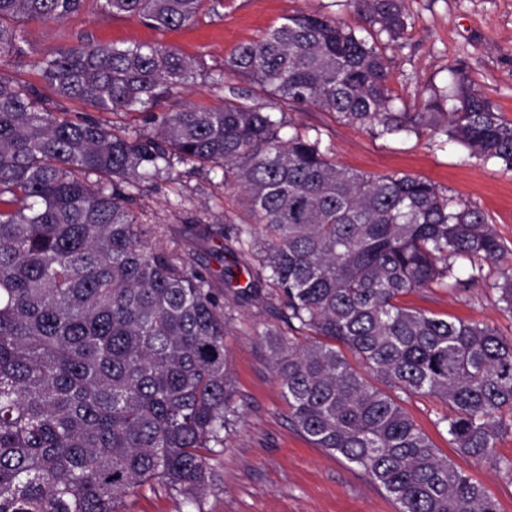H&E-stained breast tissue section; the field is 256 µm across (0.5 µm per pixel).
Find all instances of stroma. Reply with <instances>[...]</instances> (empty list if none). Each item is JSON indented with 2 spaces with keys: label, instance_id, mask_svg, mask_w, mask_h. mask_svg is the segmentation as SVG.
<instances>
[{
  "label": "stroma",
  "instance_id": "obj_1",
  "mask_svg": "<svg viewBox=\"0 0 512 512\" xmlns=\"http://www.w3.org/2000/svg\"><path fill=\"white\" fill-rule=\"evenodd\" d=\"M404 6L410 25L398 45L387 51L396 106L420 111L425 97L449 87L458 71L484 93L495 111L512 120V0H404ZM296 11L358 24L342 0H221L194 24L166 31L89 8L59 22L23 23L21 45L28 55L38 57L54 48L86 43H163L191 61L197 77L162 100L158 111L183 104L215 111L223 108L225 98L246 87L225 73V59ZM217 75L223 78L218 85L213 82ZM288 116L302 132L320 139L322 150L341 167L420 176L454 201L483 211L504 246L500 260L484 262L483 282L458 290L433 285L407 294L402 302L512 336V314L503 311L492 288L504 270L512 269V172L470 159L458 144L427 131L378 137L314 107L289 110ZM140 204L147 240L159 238L182 256L207 258L214 274L229 270L235 284L247 285L232 231L249 217L239 191L224 189L220 177L184 166L176 180L145 190ZM197 220L211 225L210 237L196 235ZM277 324L265 301H244L225 291L224 342L239 418L210 461L215 478L191 504L162 486L143 487L128 499L125 512H396L366 474L343 457L315 447L293 425L262 338L266 328ZM404 408L441 454L485 488L499 512H512V479L497 470L495 461L477 462L457 454L446 431L436 424L447 411L441 400L413 396Z\"/></svg>",
  "mask_w": 512,
  "mask_h": 512
}]
</instances>
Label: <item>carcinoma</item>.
Listing matches in <instances>:
<instances>
[{"instance_id":"obj_1","label":"carcinoma","mask_w":512,"mask_h":512,"mask_svg":"<svg viewBox=\"0 0 512 512\" xmlns=\"http://www.w3.org/2000/svg\"><path fill=\"white\" fill-rule=\"evenodd\" d=\"M93 2L162 30L194 23L206 0ZM346 2L357 30L295 12L240 45L224 70L250 91L224 109L156 113L196 78L175 49L98 42L32 59L18 26L87 0H0V512H123L155 483L192 502L213 481L209 460L239 416L222 302L234 275L219 287L209 268L144 240L133 209L132 190L178 165L221 172L257 218L234 225L249 276L237 294L267 297L288 327L263 336L300 432L398 512H498L402 402L442 400L437 425L454 448L512 478V458L495 457L512 433V336L400 304L433 283L482 280L474 263L460 280L455 263L499 260L498 236L425 178L340 168L319 139L284 130L288 107L310 105L378 137L428 129L511 172L512 121L461 77L421 111L397 109L381 46L408 29L403 0ZM26 67L59 97L136 111L157 132L54 107L18 76ZM492 288L512 314V273ZM304 331L319 340L298 342Z\"/></svg>"}]
</instances>
